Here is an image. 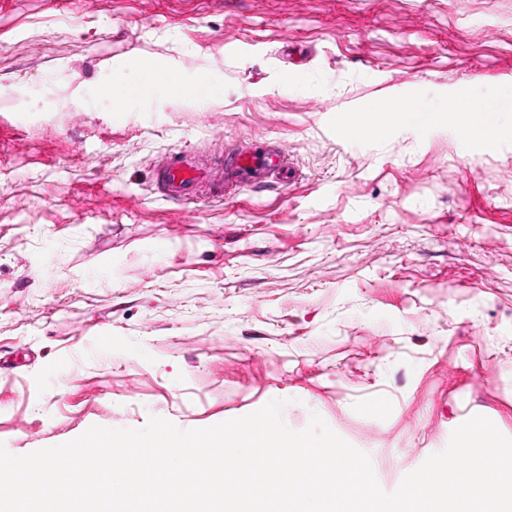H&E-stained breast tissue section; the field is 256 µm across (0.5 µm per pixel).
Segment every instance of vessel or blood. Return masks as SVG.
<instances>
[{
  "instance_id": "obj_1",
  "label": "vessel or blood",
  "mask_w": 512,
  "mask_h": 512,
  "mask_svg": "<svg viewBox=\"0 0 512 512\" xmlns=\"http://www.w3.org/2000/svg\"><path fill=\"white\" fill-rule=\"evenodd\" d=\"M292 172L285 156L277 149L244 151L231 146L225 152L221 183L227 190L254 187ZM207 178L206 166L199 163L195 155L183 152L168 154L157 174L164 196L176 203H188L197 198Z\"/></svg>"
}]
</instances>
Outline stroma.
Returning <instances> with one entry per match:
<instances>
[{"mask_svg": "<svg viewBox=\"0 0 512 512\" xmlns=\"http://www.w3.org/2000/svg\"><path fill=\"white\" fill-rule=\"evenodd\" d=\"M145 59L214 92L115 109ZM452 98L501 135L459 139ZM393 99L408 123L351 135ZM232 144L295 179L158 189ZM274 400L388 492L471 416L512 436V0H0V443ZM208 179L206 166L196 155L169 153L157 174L163 195L175 203H188L198 197V191Z\"/></svg>", "mask_w": 512, "mask_h": 512, "instance_id": "obj_1", "label": "stroma"}]
</instances>
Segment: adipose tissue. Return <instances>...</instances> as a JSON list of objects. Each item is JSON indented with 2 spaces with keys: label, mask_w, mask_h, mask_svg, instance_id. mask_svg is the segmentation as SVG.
Wrapping results in <instances>:
<instances>
[{
  "label": "adipose tissue",
  "mask_w": 512,
  "mask_h": 512,
  "mask_svg": "<svg viewBox=\"0 0 512 512\" xmlns=\"http://www.w3.org/2000/svg\"><path fill=\"white\" fill-rule=\"evenodd\" d=\"M155 69L156 65L153 61L145 60L140 64L138 83L127 82L120 77L113 78L106 91L111 96L115 107H126L149 91H158L181 98H188L195 94L202 99L206 98L210 92L207 79L188 81L175 72L171 73L167 81H153L150 75ZM473 105L474 102L470 99H459L449 104L447 107L449 128L462 137L474 134L485 140L497 138L500 125L496 112H488L484 120L479 122L474 118Z\"/></svg>",
  "instance_id": "ef3b65f1"
}]
</instances>
